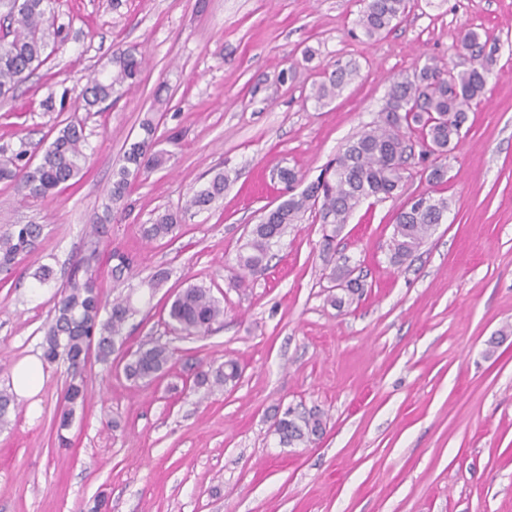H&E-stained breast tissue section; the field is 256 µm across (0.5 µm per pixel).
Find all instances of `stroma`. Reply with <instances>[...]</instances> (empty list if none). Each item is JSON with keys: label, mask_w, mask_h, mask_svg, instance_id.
Returning <instances> with one entry per match:
<instances>
[{"label": "stroma", "mask_w": 512, "mask_h": 512, "mask_svg": "<svg viewBox=\"0 0 512 512\" xmlns=\"http://www.w3.org/2000/svg\"><path fill=\"white\" fill-rule=\"evenodd\" d=\"M363 0H56L68 39L13 96L0 97V154L44 150L66 120L50 94L137 46L138 83L99 111L80 112L84 175L43 201L0 181V234L40 224L36 250L0 273V389L16 364L41 356L53 296L73 264L99 255L105 300L132 293L138 312L111 366L88 359V399L58 432L69 384L46 366L37 417L18 399L0 425V512H512V0H410L400 23L354 34ZM485 31L497 62L474 105L446 182H428L412 155L401 192L365 201L336 240L365 288L344 309L322 232L305 216L269 267L237 285L236 256L261 210L282 199L281 168L316 179L376 121L395 77L427 60L457 72L476 63L461 27ZM313 49L304 59V49ZM360 73L331 104L309 94L336 61ZM164 89L167 101L157 105ZM153 118L170 161L110 205L124 149ZM229 181L210 210L186 209L216 173ZM427 193L447 198L443 224L404 264L388 243L398 210ZM176 231L143 234L159 210ZM134 260L114 282L112 251ZM54 276L38 285L40 266ZM159 270L169 277L149 291ZM209 288L223 322L187 338L164 323L169 297ZM166 343L174 362L152 383L127 380L128 354ZM239 361L236 385L191 384L197 363ZM322 412L326 432L288 447L273 430L287 408Z\"/></svg>", "instance_id": "1"}]
</instances>
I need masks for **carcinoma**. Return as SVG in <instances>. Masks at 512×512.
Listing matches in <instances>:
<instances>
[{"label": "carcinoma", "instance_id": "carcinoma-1", "mask_svg": "<svg viewBox=\"0 0 512 512\" xmlns=\"http://www.w3.org/2000/svg\"><path fill=\"white\" fill-rule=\"evenodd\" d=\"M407 0H367L356 26L369 39L389 32L405 12ZM0 10L7 25L0 31V96L5 97L23 83L29 74L46 61L45 51L51 45L66 41L65 24L59 22L53 0H0ZM462 46L472 52L478 63L456 73L430 59L412 71L398 75L392 82L380 111V119L363 128L345 146L315 181L296 191L301 178L292 169L279 172L284 184L285 199L267 210L259 223L252 225L237 255V265L244 275L265 269L293 224L306 212L315 215L323 228V252L336 254L334 241L353 211L363 201L394 197L401 187L403 174L411 156L407 134L419 135L424 152L448 156L460 140L468 122L473 102L485 92L488 76L495 65L493 52L486 51L487 42L473 27L460 31ZM144 59L133 46L112 53L109 64L85 76L80 89L65 88L60 100L50 97L49 110L73 98L74 110L89 112L100 104L120 98L135 85ZM359 69L351 61H336L313 87L312 97L321 105L333 100L358 77ZM142 136L124 150L121 164L113 174L110 200L124 199L130 185L141 176L165 165L171 157L167 150L156 149L157 125L147 118L141 123ZM87 138L84 124L76 117L66 122L58 135L43 151L38 163H31L25 142L12 156L0 161V181L15 184L24 199H44L58 190L74 186L84 170L87 159ZM227 176L215 174L209 185L195 192L187 207L209 208L224 193ZM426 204H406L397 213L390 239L391 261L401 265L443 223L448 212L445 198L425 197ZM178 216L169 211L158 213L145 228L151 240L174 233ZM41 224H16L11 232L0 235V269L9 270L18 259L31 254L42 235ZM110 259L112 279L125 281L132 274L131 261L114 251ZM98 254L93 251L80 260L67 283L56 294L54 315L44 331L42 359L47 364L60 361L68 364L71 380L57 414V429L71 425L76 407L84 406L87 388L83 369L90 344H95L96 360L112 364L117 343L123 342L122 331L128 319L137 313L132 295L103 301L97 273ZM344 264L331 268L329 278L346 281L342 293L329 296L332 305L341 308L359 286L346 280ZM169 323L184 337H201L212 325L224 320V306L210 289L190 284L178 291L168 309ZM174 353L169 346L154 342L136 350L124 366L128 379L150 382L161 377L171 366ZM241 377L237 361L227 360L218 367L199 368L193 383L210 390L236 385ZM324 423L316 413H298L287 409L274 423L280 443L293 447L310 444L323 434Z\"/></svg>", "mask_w": 512, "mask_h": 512}]
</instances>
